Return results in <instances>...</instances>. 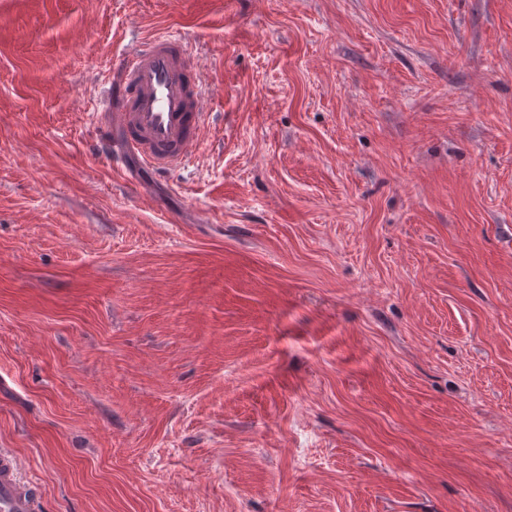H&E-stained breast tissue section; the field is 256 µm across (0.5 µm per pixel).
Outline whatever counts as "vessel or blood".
Here are the masks:
<instances>
[{"instance_id": "b4317fda", "label": "vessel or blood", "mask_w": 512, "mask_h": 512, "mask_svg": "<svg viewBox=\"0 0 512 512\" xmlns=\"http://www.w3.org/2000/svg\"><path fill=\"white\" fill-rule=\"evenodd\" d=\"M112 70L118 80L112 108L99 126L104 145L155 172L185 164L206 115L199 108L201 79L184 37L155 35L114 59ZM40 505L37 481L26 477L16 454L0 448V512H40Z\"/></svg>"}]
</instances>
